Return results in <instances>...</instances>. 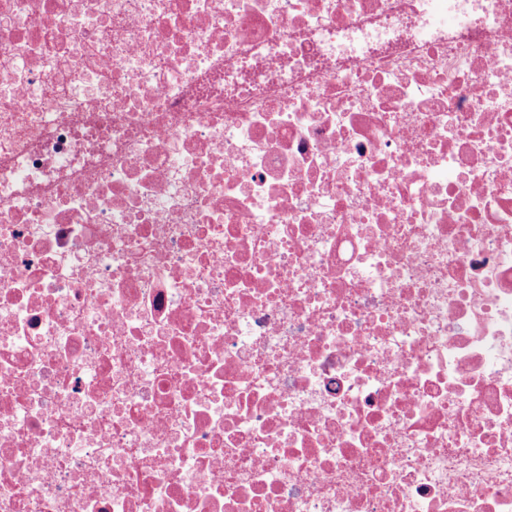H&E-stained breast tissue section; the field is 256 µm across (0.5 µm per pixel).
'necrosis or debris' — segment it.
<instances>
[{"instance_id":"necrosis-or-debris-1","label":"necrosis or debris","mask_w":512,"mask_h":512,"mask_svg":"<svg viewBox=\"0 0 512 512\" xmlns=\"http://www.w3.org/2000/svg\"><path fill=\"white\" fill-rule=\"evenodd\" d=\"M0 512H512V0H0Z\"/></svg>"}]
</instances>
